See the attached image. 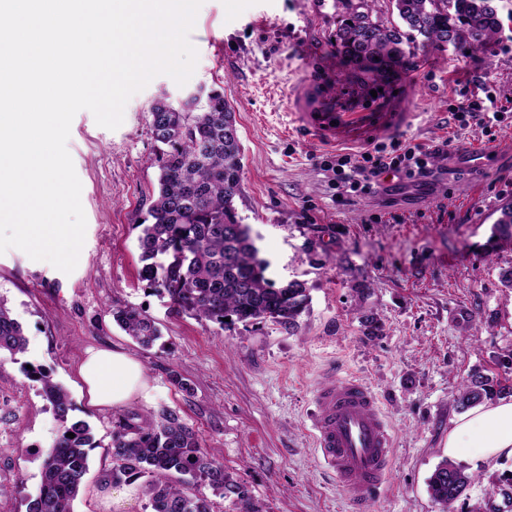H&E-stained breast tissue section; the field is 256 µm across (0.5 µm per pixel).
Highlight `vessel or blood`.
<instances>
[{
    "instance_id": "obj_1",
    "label": "vessel or blood",
    "mask_w": 512,
    "mask_h": 512,
    "mask_svg": "<svg viewBox=\"0 0 512 512\" xmlns=\"http://www.w3.org/2000/svg\"><path fill=\"white\" fill-rule=\"evenodd\" d=\"M326 87L307 83L292 100L301 126L319 139L361 133L362 112H331ZM310 429L323 466L350 494L355 512H369L386 491L393 435L375 393L356 378H328L314 395Z\"/></svg>"
}]
</instances>
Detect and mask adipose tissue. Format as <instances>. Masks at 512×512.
Segmentation results:
<instances>
[{
  "mask_svg": "<svg viewBox=\"0 0 512 512\" xmlns=\"http://www.w3.org/2000/svg\"><path fill=\"white\" fill-rule=\"evenodd\" d=\"M76 375L89 407L97 411H122L150 396L142 362L119 345L86 349ZM446 446L452 459L512 458V396L480 403L456 416Z\"/></svg>",
  "mask_w": 512,
  "mask_h": 512,
  "instance_id": "ef3b65f1",
  "label": "adipose tissue"
}]
</instances>
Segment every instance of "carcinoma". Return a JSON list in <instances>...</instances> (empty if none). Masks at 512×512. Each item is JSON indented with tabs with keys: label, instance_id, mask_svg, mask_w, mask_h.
<instances>
[{
	"label": "carcinoma",
	"instance_id": "obj_1",
	"mask_svg": "<svg viewBox=\"0 0 512 512\" xmlns=\"http://www.w3.org/2000/svg\"><path fill=\"white\" fill-rule=\"evenodd\" d=\"M389 2L402 26L382 19L376 0H358L342 14L334 34L336 50L351 61L373 64L378 78L404 54L405 44L487 46L500 27L496 0ZM206 97L204 107L193 98L178 107L160 98L149 109L160 150L159 178L148 208L150 223L141 224L138 238L139 279L166 293L179 314L223 328L270 320L293 332L310 309L309 288L299 280L278 286L267 277L268 263L259 257L251 228L235 206L243 151L240 138L226 133L236 124L234 111L224 92L212 89ZM492 236L512 241L511 203L500 209ZM112 318L143 347L160 337L154 321L139 309L117 306ZM26 349L21 324L0 298V355L13 358ZM35 377L60 433L44 455L39 493L26 512H72L95 448L91 428L73 416L76 407L63 386L41 370ZM511 395V377L475 370L461 388L457 408ZM140 479L151 512H213L211 500L194 491L200 483L240 505L241 512H260L248 489L207 454L199 433L173 409L163 408L153 418L131 412L112 433V466L104 471V484ZM472 481L462 467L444 459L429 476L427 491L441 512H453Z\"/></svg>",
	"mask_w": 512,
	"mask_h": 512
}]
</instances>
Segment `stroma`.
<instances>
[{"label":"stroma","mask_w":512,"mask_h":512,"mask_svg":"<svg viewBox=\"0 0 512 512\" xmlns=\"http://www.w3.org/2000/svg\"><path fill=\"white\" fill-rule=\"evenodd\" d=\"M501 27L490 47L407 50L374 85L371 69L348 61L333 35L340 0H204L190 40L192 77L160 75L127 103L114 130L79 111L67 149L81 182L87 226L76 269L63 273L20 249L0 254V297L28 339L0 362V512H25L41 482L44 453L59 423L29 367L70 393L94 449L74 512H95L100 477L112 465L117 412L88 408L74 369L85 347L118 344L143 363L152 387L140 413L168 407L198 431L209 456L243 483L262 512H351L350 496L320 465L308 433L312 395L329 372L355 377L377 396L394 436L386 494L372 512H440L427 479L444 459L456 398L473 370L501 373L512 353V242L493 238L499 208L512 202V0H498ZM223 41L208 50L207 34ZM325 64L337 111L364 106L403 113L402 127L367 141L318 142L288 100ZM220 89L236 112L243 146L239 214L257 237L276 283L306 282L308 314L295 332L262 321L225 329L176 313L138 276L139 225L158 179L149 107ZM485 89L506 109L491 132L460 127L451 109L462 90ZM447 145L439 180L388 177L375 194L346 196L323 170L337 152L376 144ZM480 163L470 162L469 152ZM116 306L144 310L162 336L143 349L112 320ZM382 320L364 335L363 315ZM187 380L181 390L171 372ZM474 480L455 512L501 501L512 460H467Z\"/></svg>","instance_id":"obj_1"}]
</instances>
